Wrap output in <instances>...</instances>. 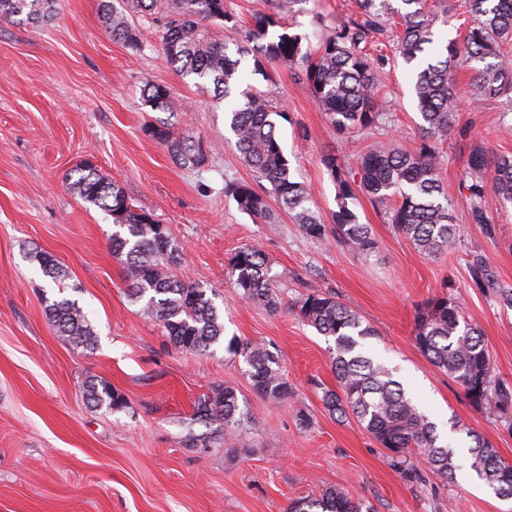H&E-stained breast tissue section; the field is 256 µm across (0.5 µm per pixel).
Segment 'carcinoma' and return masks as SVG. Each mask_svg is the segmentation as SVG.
Wrapping results in <instances>:
<instances>
[{"mask_svg": "<svg viewBox=\"0 0 512 512\" xmlns=\"http://www.w3.org/2000/svg\"><path fill=\"white\" fill-rule=\"evenodd\" d=\"M160 0H122L117 8L102 0L105 23L113 38L136 49L139 30L131 26L126 11L151 12ZM356 0V17L336 26L315 52L302 51L304 36L286 31L270 35L281 26L275 14L259 13L242 32L235 17L224 8V0H169L168 20L162 36L164 51L181 76L203 87L213 86L224 101L227 124L243 164L254 172L257 186L230 183L225 193L238 209L256 222L276 223L272 203L287 211L304 234L322 240L328 234L351 250L369 256L377 248L366 224H361L349 203L360 188L372 201L385 204L390 221L413 247L425 255H441L457 247L461 227L454 222L451 195L439 178V145L454 134V114L462 97L457 75L466 64L473 75L471 96L504 98L512 102V56L503 45L512 41V0H466L473 23L463 43L449 41L436 53V23L448 22L442 14L425 11V0ZM59 0H0V17H25L39 23L57 13ZM399 16L402 33L395 50L412 68L413 90L425 138L408 149L390 140L381 142L360 156L358 166L343 165L334 155L324 159L338 186V211L329 227L312 209L307 187L291 175L278 135V120L287 119L264 92L244 84L247 69L242 61L251 58L252 72L275 62L299 61L305 67L313 95L327 120L344 138L372 127L386 115V105L377 97L389 58L371 54L367 45L383 43L388 35V16ZM224 23V39H215L209 26ZM143 101L153 110L168 111L172 99L167 87L144 82ZM145 135L163 145L171 158L186 168L204 163L201 139L190 132L176 133L165 121L150 123ZM471 200L470 216L475 224H487L483 209L488 191L503 205H512V157L490 158L484 150L468 159ZM79 177L69 183L71 190L95 205L117 230L112 233V253L123 264L125 281L133 301L145 302L144 310L160 322L165 336L176 348L207 353L224 340L214 298L202 285L187 284L171 268L179 253L171 238L158 235L152 216L137 210L124 191L105 180L90 163L76 168ZM30 257L44 276L53 281L66 277V270L51 253L34 248ZM234 284L241 298L275 310L278 296L272 288L265 255L250 246L239 248L230 260ZM298 316L320 335L333 340L332 367L338 389L324 391L325 409L339 419L353 418L387 451L392 466L410 482H421L427 473L443 480L456 478L459 465L456 450L441 438L437 425L395 378V370L366 354L376 330L361 315L337 297L316 290L295 303ZM45 313L58 334L77 348L91 349L97 342L87 314L77 302L45 299ZM413 336L418 350L440 372L448 375L477 406L494 405L500 413L512 412V390L495 378L491 359L478 329L465 320L455 298L443 294L428 299L417 310ZM224 351L240 357L246 365L252 389L272 402L291 395L278 357L265 343L227 340ZM85 399L93 407L119 409L124 395L107 383L88 379ZM224 422L233 432L248 423L240 408L238 390L230 385L197 398L195 422L208 426ZM470 469L493 493L512 499V464L504 461L480 434L466 431ZM290 512H375L373 506L353 498L342 488L330 487L315 498L292 503Z\"/></svg>", "mask_w": 512, "mask_h": 512, "instance_id": "1", "label": "carcinoma"}]
</instances>
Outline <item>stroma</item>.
Returning <instances> with one entry per match:
<instances>
[{"instance_id":"1","label":"stroma","mask_w":512,"mask_h":512,"mask_svg":"<svg viewBox=\"0 0 512 512\" xmlns=\"http://www.w3.org/2000/svg\"><path fill=\"white\" fill-rule=\"evenodd\" d=\"M100 0H60L57 16L35 25L0 20V512H288L292 502L340 485L376 512H512V499L475 490L473 475L447 482L427 475L412 483L396 470L356 421L325 410L324 389L336 386L330 341L297 315L296 301L319 289L355 308L377 332L370 350L407 386L416 403L446 432L465 441L482 433L512 462V418L492 405H473L415 346V313L449 293L480 328L494 374L512 388V206L487 194L489 224L470 220L467 160L481 148L512 155V105L501 99L465 102L456 136L442 147L440 177L452 193L463 228L457 248L426 257L396 232L387 206L359 196L360 223L378 248L370 257L307 237L284 211L262 224L239 211L226 183L252 182L224 122V103L168 62L162 48L164 12L129 13L141 33L132 49L113 39ZM241 27L255 13H274L289 32L317 48L334 27L354 17L355 0H224ZM166 86L171 111L142 100L144 79ZM251 83L288 117L281 144L297 181L311 190L324 223L337 210L338 187L323 164L333 153L355 164L368 146L423 138L413 78L403 61L386 68L378 90L390 110L379 128L345 139L315 102L299 63H274ZM164 119L208 145L202 167L185 168L143 132ZM91 162L138 209L166 225L184 282H204L226 336L263 341L279 357L292 395L273 403L256 394L242 360L223 346L206 354L176 349L142 303L132 302L123 265L112 254L114 226L99 208L69 189L79 163ZM251 245L267 258L281 305L277 311L242 301L229 261ZM49 251L68 279L57 290L26 254ZM483 263L489 285L471 268ZM63 297L87 313L94 349L67 343L48 320L45 299ZM122 393L124 408H93L88 378ZM234 386L250 422L228 434L206 428V443L183 445L197 398ZM308 424H301V417ZM462 431H449V420Z\"/></svg>"}]
</instances>
